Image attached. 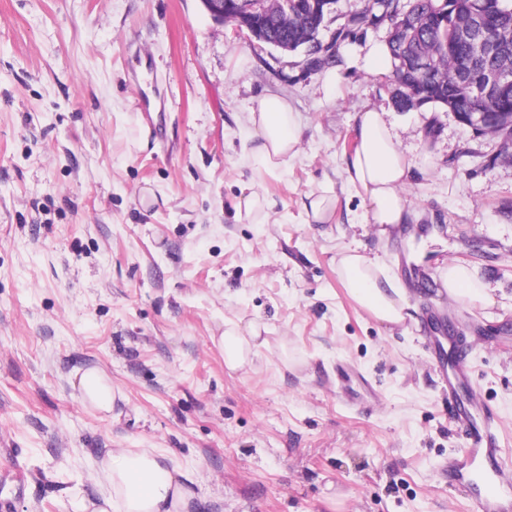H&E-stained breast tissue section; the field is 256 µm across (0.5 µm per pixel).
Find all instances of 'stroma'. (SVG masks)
I'll list each match as a JSON object with an SVG mask.
<instances>
[{
    "instance_id": "stroma-1",
    "label": "stroma",
    "mask_w": 512,
    "mask_h": 512,
    "mask_svg": "<svg viewBox=\"0 0 512 512\" xmlns=\"http://www.w3.org/2000/svg\"><path fill=\"white\" fill-rule=\"evenodd\" d=\"M302 51L250 45L201 0H0V501L74 512L110 492L115 450L168 457L189 512H467L437 464L462 444L427 343L439 310L512 455V164L452 113L395 103L354 70L337 94ZM164 101L165 139L139 112ZM288 99L301 124L285 173L251 168L250 110ZM386 110L415 164L413 224L379 237L340 158L357 112ZM328 187L330 221L308 193ZM266 212H250L249 194ZM382 257L414 315L360 307L338 261ZM473 268L490 306L449 298L444 261ZM257 323L232 370L217 339ZM354 365L350 380L338 365ZM110 379L112 409L77 371ZM370 384V407L347 389ZM328 193V189H322L320 193H311L308 196L309 205L307 203L305 204L308 223H311V220L316 223H323L330 220L333 214V206ZM78 377V388L83 399L90 400L92 405L99 409L109 410L112 406V384L105 375L98 370L89 369Z\"/></svg>"
}]
</instances>
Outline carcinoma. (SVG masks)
Returning a JSON list of instances; mask_svg holds the SVG:
<instances>
[{
	"label": "carcinoma",
	"mask_w": 512,
	"mask_h": 512,
	"mask_svg": "<svg viewBox=\"0 0 512 512\" xmlns=\"http://www.w3.org/2000/svg\"><path fill=\"white\" fill-rule=\"evenodd\" d=\"M335 0H303L299 6L286 11L283 0H262V15L257 22L262 24L268 38L286 40L298 48L308 49L315 41V34L326 22L330 5ZM451 8L431 18L434 12L430 0H376L370 6L362 7L349 15L347 24L336 32V39L349 36L369 21V16H386L393 21L394 16L410 5L423 20L422 29L415 37L412 52L432 61V69L420 76L413 69L400 63L398 47L388 43L393 60L394 81L404 86L405 98L400 108L410 109L422 99L431 101L434 106L452 104L460 110H480L482 112H511L512 101L502 102L485 99L477 95L469 72L463 69V62L471 58V41L464 35L471 29L472 18L476 14L487 17L488 27L481 31L483 41L493 49V54L480 57L481 67L512 68V0H449ZM497 139L501 151L491 163L512 158V127L503 126Z\"/></svg>",
	"instance_id": "obj_1"
}]
</instances>
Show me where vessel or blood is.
Listing matches in <instances>:
<instances>
[{"label": "vessel or blood", "instance_id": "vessel-or-blood-1", "mask_svg": "<svg viewBox=\"0 0 512 512\" xmlns=\"http://www.w3.org/2000/svg\"><path fill=\"white\" fill-rule=\"evenodd\" d=\"M431 343L452 423L463 439L462 450L443 464L448 483L464 490L470 512H512V457L504 450L498 417L473 392L469 358L458 340L441 334Z\"/></svg>", "mask_w": 512, "mask_h": 512}]
</instances>
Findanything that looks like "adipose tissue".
<instances>
[{
	"label": "adipose tissue",
	"mask_w": 512,
	"mask_h": 512,
	"mask_svg": "<svg viewBox=\"0 0 512 512\" xmlns=\"http://www.w3.org/2000/svg\"><path fill=\"white\" fill-rule=\"evenodd\" d=\"M255 144L250 153L253 166L276 171L287 166L299 153L300 121L287 99L268 94L248 114ZM412 161L388 121L384 110L368 108L359 112L353 126V145L341 157L346 187L361 196L368 208L367 223L379 234L409 223L411 212L402 188L411 173ZM339 272L358 304L390 326L410 319V306L392 279L381 278L378 258L347 249L339 260ZM440 277L449 297L468 304L490 300L487 283L467 266L441 267ZM256 325L232 328L220 338L224 362L238 369L250 362L259 346ZM111 493L99 504L78 503L75 512H185L193 492L176 466L162 464L155 454L126 448L114 452L108 467Z\"/></svg>",
	"instance_id": "adipose-tissue-1"
}]
</instances>
